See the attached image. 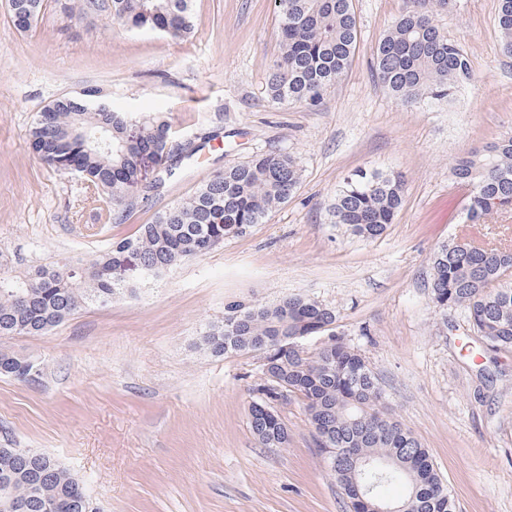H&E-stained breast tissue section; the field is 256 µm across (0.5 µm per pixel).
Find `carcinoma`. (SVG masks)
<instances>
[{
  "label": "carcinoma",
  "mask_w": 512,
  "mask_h": 512,
  "mask_svg": "<svg viewBox=\"0 0 512 512\" xmlns=\"http://www.w3.org/2000/svg\"><path fill=\"white\" fill-rule=\"evenodd\" d=\"M281 53L267 82L272 106H316L348 70L358 42L353 0H274ZM451 0H402L379 41L373 70L380 86L405 106L424 98L449 99L472 81L468 54L436 23ZM107 8L112 22L146 24L184 39L195 29L193 0H79L69 14ZM495 20L504 51L512 54V0H497ZM100 88L67 94L39 111L28 146L50 168L75 173L112 205L130 211L128 189L149 156L172 153V127L161 112L139 118L126 112H93L85 101ZM454 177L470 189L467 220L481 224L512 210V135L457 159ZM301 171L288 154L261 153L213 174L190 197L151 224L117 239L95 258L72 257L0 275V338L46 333L78 311L104 307L131 291L127 276L135 256L146 277L200 257L224 237L261 224L296 193ZM403 204V180L379 171L359 172L336 194L330 223L355 236L377 239ZM431 302L460 308L474 331L493 347L512 348V245L475 247L454 242L431 258ZM329 340L311 354L308 336ZM213 356L258 353L266 360L252 392L250 426L268 447L288 445V429L274 403L299 398L315 444L348 498L349 512H365L362 499L381 500L382 489L408 485L404 512H455L454 499L426 448L401 422L381 410L385 392L361 354L336 339V313L291 295L272 305L233 302L224 320L203 336ZM0 512L23 502L26 512H89L82 482L52 455L30 448H0Z\"/></svg>",
  "instance_id": "1"
}]
</instances>
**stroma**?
<instances>
[{
	"instance_id": "1",
	"label": "stroma",
	"mask_w": 512,
	"mask_h": 512,
	"mask_svg": "<svg viewBox=\"0 0 512 512\" xmlns=\"http://www.w3.org/2000/svg\"><path fill=\"white\" fill-rule=\"evenodd\" d=\"M360 38L347 74L315 107L269 105L280 54L274 0H196V28L176 41L67 17L55 0L29 31L0 0V252L16 275L44 260L91 258L152 223L224 166L256 153L291 155L294 197L260 224L132 293L81 310L0 350L42 368L0 377V448L55 456L81 479L93 512H349L320 455L301 400L277 411L284 448L249 423L256 354L215 357L200 344L234 301L269 305L301 294L335 310L337 337L361 353L448 485L456 512H512V349L474 335L461 309L430 301V257L466 238L512 242V211L464 221L468 188L454 160L512 133V56L500 48L495 0H455L437 22L468 53L469 85L406 107L378 84L375 47L401 0H355ZM95 86L123 112H163L196 154L151 194L146 166L124 223L76 175L49 168L27 134L59 95ZM360 170L400 175L403 207L382 237L329 221Z\"/></svg>"
}]
</instances>
